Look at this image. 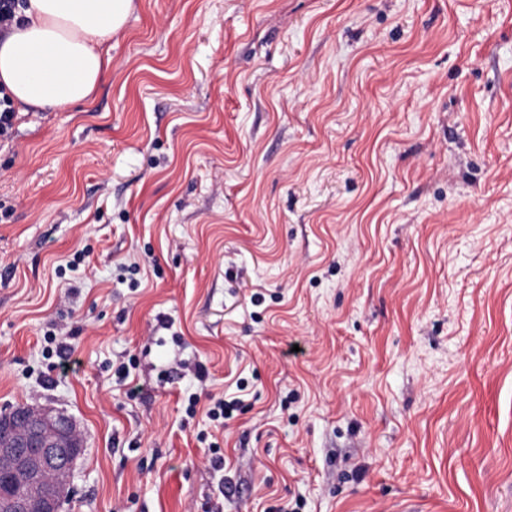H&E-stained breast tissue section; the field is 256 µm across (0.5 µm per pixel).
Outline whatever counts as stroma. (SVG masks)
I'll use <instances>...</instances> for the list:
<instances>
[{"mask_svg": "<svg viewBox=\"0 0 512 512\" xmlns=\"http://www.w3.org/2000/svg\"><path fill=\"white\" fill-rule=\"evenodd\" d=\"M104 49L0 137L62 512H512V0H134Z\"/></svg>", "mask_w": 512, "mask_h": 512, "instance_id": "obj_1", "label": "stroma"}]
</instances>
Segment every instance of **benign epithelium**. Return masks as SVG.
<instances>
[{"instance_id": "obj_1", "label": "benign epithelium", "mask_w": 512, "mask_h": 512, "mask_svg": "<svg viewBox=\"0 0 512 512\" xmlns=\"http://www.w3.org/2000/svg\"><path fill=\"white\" fill-rule=\"evenodd\" d=\"M82 441L70 417L49 407L26 405L18 418H0V471L25 486L18 501L0 499V512H57Z\"/></svg>"}]
</instances>
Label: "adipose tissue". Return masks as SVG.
Here are the masks:
<instances>
[{"label":"adipose tissue","instance_id":"1","mask_svg":"<svg viewBox=\"0 0 512 512\" xmlns=\"http://www.w3.org/2000/svg\"><path fill=\"white\" fill-rule=\"evenodd\" d=\"M132 10L133 0H27L0 38V88L24 112L88 101L108 71L104 45Z\"/></svg>","mask_w":512,"mask_h":512}]
</instances>
